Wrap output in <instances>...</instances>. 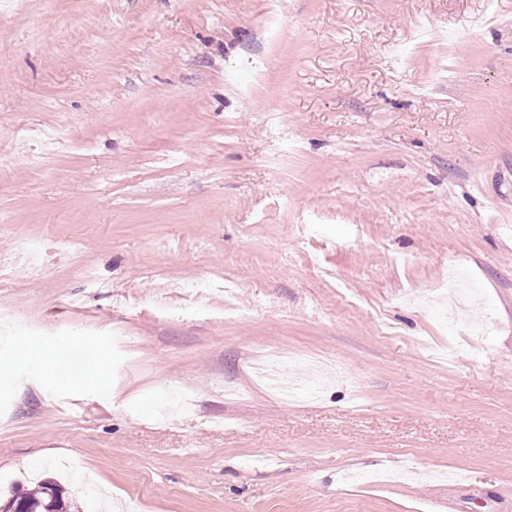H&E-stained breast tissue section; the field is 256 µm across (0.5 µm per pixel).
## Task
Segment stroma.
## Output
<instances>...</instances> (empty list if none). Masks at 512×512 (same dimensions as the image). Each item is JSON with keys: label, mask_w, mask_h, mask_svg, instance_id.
I'll return each mask as SVG.
<instances>
[{"label": "stroma", "mask_w": 512, "mask_h": 512, "mask_svg": "<svg viewBox=\"0 0 512 512\" xmlns=\"http://www.w3.org/2000/svg\"><path fill=\"white\" fill-rule=\"evenodd\" d=\"M0 268V493L512 512V0H0ZM265 349L361 394L283 401ZM30 353L42 360L46 369L51 371L53 377L57 380L92 382L97 384L104 392L109 389L107 372L101 360L90 362L79 372L73 373L58 358L47 354L36 342L31 343Z\"/></svg>", "instance_id": "obj_1"}]
</instances>
